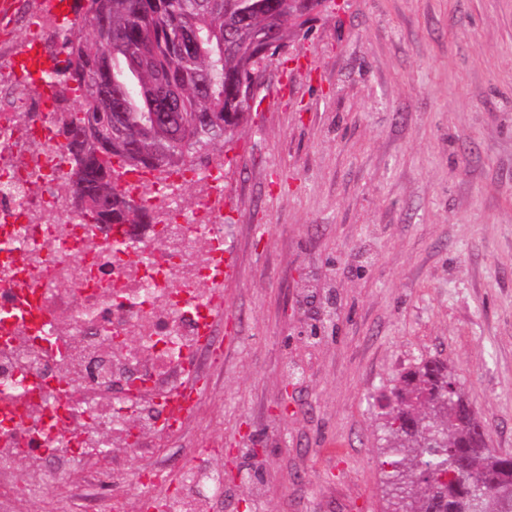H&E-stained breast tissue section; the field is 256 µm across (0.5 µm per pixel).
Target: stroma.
<instances>
[{
    "label": "stroma",
    "mask_w": 512,
    "mask_h": 512,
    "mask_svg": "<svg viewBox=\"0 0 512 512\" xmlns=\"http://www.w3.org/2000/svg\"><path fill=\"white\" fill-rule=\"evenodd\" d=\"M223 150L212 512H392L385 404L427 361L512 455V0H335Z\"/></svg>",
    "instance_id": "stroma-1"
}]
</instances>
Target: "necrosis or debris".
I'll return each mask as SVG.
<instances>
[{
	"instance_id": "1",
	"label": "necrosis or debris",
	"mask_w": 512,
	"mask_h": 512,
	"mask_svg": "<svg viewBox=\"0 0 512 512\" xmlns=\"http://www.w3.org/2000/svg\"><path fill=\"white\" fill-rule=\"evenodd\" d=\"M19 5L0 17V512L67 485L56 512H210L213 448L172 472L165 443L223 363L224 156L151 171L129 188L152 215L139 238L73 214L72 169L48 112L15 74ZM199 195H192V187Z\"/></svg>"
}]
</instances>
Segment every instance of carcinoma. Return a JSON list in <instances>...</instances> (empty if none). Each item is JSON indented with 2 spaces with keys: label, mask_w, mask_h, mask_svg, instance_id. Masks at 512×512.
Here are the masks:
<instances>
[{
  "label": "carcinoma",
  "mask_w": 512,
  "mask_h": 512,
  "mask_svg": "<svg viewBox=\"0 0 512 512\" xmlns=\"http://www.w3.org/2000/svg\"><path fill=\"white\" fill-rule=\"evenodd\" d=\"M297 7L285 0H76L74 19L48 37L66 55L44 74L53 97L79 98L63 129L101 134L103 156L83 171L80 182L88 205L83 214L102 224H144L148 214L134 205L112 179L104 191L103 173L135 167L172 166L205 147L224 143L246 119L240 98L242 79L258 62H268L273 15L283 29L302 28ZM177 93L178 109L164 111L161 88ZM471 407L448 369L429 362L403 378L385 413L388 437L382 462L387 483L402 493L397 512H512V496L495 497L503 474L502 454L490 447L487 433H472ZM465 446L458 458L449 448Z\"/></svg>",
  "instance_id": "carcinoma-1"
}]
</instances>
